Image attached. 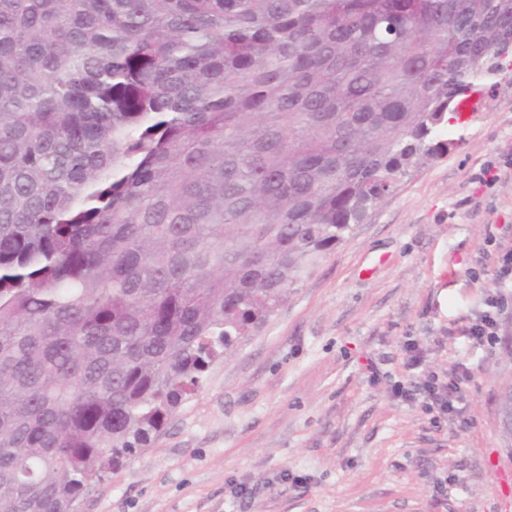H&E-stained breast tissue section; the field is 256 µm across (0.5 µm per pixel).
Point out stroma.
<instances>
[{
  "label": "stroma",
  "instance_id": "obj_1",
  "mask_svg": "<svg viewBox=\"0 0 512 512\" xmlns=\"http://www.w3.org/2000/svg\"><path fill=\"white\" fill-rule=\"evenodd\" d=\"M448 136L78 512H512V305L463 334L512 249V79ZM463 373L453 418L401 392ZM503 300L499 293L488 296L485 301L486 309L475 322L470 323L464 330V336L473 349H482L486 343L493 342L495 336H498V316Z\"/></svg>",
  "mask_w": 512,
  "mask_h": 512
}]
</instances>
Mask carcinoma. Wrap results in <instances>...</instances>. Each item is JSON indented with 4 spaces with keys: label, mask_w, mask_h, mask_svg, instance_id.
Wrapping results in <instances>:
<instances>
[{
    "label": "carcinoma",
    "mask_w": 512,
    "mask_h": 512,
    "mask_svg": "<svg viewBox=\"0 0 512 512\" xmlns=\"http://www.w3.org/2000/svg\"><path fill=\"white\" fill-rule=\"evenodd\" d=\"M512 0H0V512H76L459 104Z\"/></svg>",
    "instance_id": "carcinoma-1"
}]
</instances>
